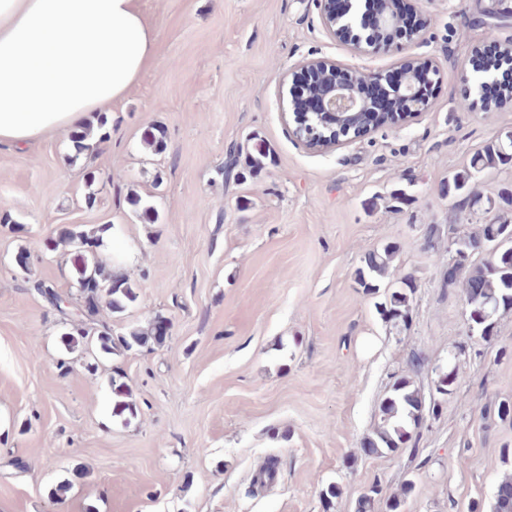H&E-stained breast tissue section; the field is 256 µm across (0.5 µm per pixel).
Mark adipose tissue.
<instances>
[{"label":"adipose tissue","mask_w":512,"mask_h":512,"mask_svg":"<svg viewBox=\"0 0 512 512\" xmlns=\"http://www.w3.org/2000/svg\"><path fill=\"white\" fill-rule=\"evenodd\" d=\"M156 47L140 0H0V146L121 100Z\"/></svg>","instance_id":"ef3b65f1"}]
</instances>
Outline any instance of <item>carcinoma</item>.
Here are the masks:
<instances>
[{"instance_id":"1","label":"carcinoma","mask_w":512,"mask_h":512,"mask_svg":"<svg viewBox=\"0 0 512 512\" xmlns=\"http://www.w3.org/2000/svg\"><path fill=\"white\" fill-rule=\"evenodd\" d=\"M103 141L109 133L106 122L99 123L97 128L90 126L75 130L70 135L72 160L91 153L94 150V137ZM512 164V134L488 143L478 152L468 167L454 172L448 179L449 187L463 192L465 205H476L479 198L473 193L471 183L477 172L500 170ZM512 236V220L496 216L495 220L486 224H477L461 240L468 243L487 241L491 238ZM398 252L397 245L388 243L381 249L367 251L356 271L357 283L367 291L379 288V282L390 273V264ZM92 279L98 289L90 297L93 309L80 310V321L95 323L101 304H106L113 313L121 312L124 303L136 298V293L126 280H114L106 271L98 255L85 254L81 268L77 272V281ZM462 283L464 296H476L477 302L471 306L469 317L474 323L480 310L489 313L500 309L512 308V240L499 248L484 253V260L477 263L471 259L461 270L459 277L450 284ZM417 288L411 276L401 278L400 285L387 295L381 313L389 319L409 320V299ZM162 320H157L150 333L144 334L137 330L120 338L122 346L128 350L135 346H143L152 340L159 343L163 339ZM426 399L406 376L396 378L390 386L389 394L379 407L381 423L364 441L363 450L368 455L381 454L384 451L394 452L409 443L413 431L420 428ZM483 416L500 423L512 424V399L503 398L484 407ZM382 495V489L375 485L361 496L355 503L354 512H373L376 499ZM490 512H512V473L503 477L497 485Z\"/></svg>"}]
</instances>
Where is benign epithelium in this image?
I'll list each match as a JSON object with an SVG mask.
<instances>
[{
	"label": "benign epithelium",
	"instance_id": "7a95c632",
	"mask_svg": "<svg viewBox=\"0 0 512 512\" xmlns=\"http://www.w3.org/2000/svg\"><path fill=\"white\" fill-rule=\"evenodd\" d=\"M397 4L398 0H381L367 29L363 0H317L321 26L331 39L341 42L349 36L354 38L351 51L356 55L383 50L400 55V59L386 73L367 74L325 58L303 60L289 67L282 79L289 93L282 102V115L291 135L307 150L330 152L380 127H405L428 109L429 100L418 95V87L435 82L436 68L412 52L423 42L427 20H422L406 40L393 38L400 23ZM474 77L478 99L473 104L490 112L512 103V97L493 102L483 96L484 83L495 81L492 73L476 72ZM362 85L380 89L387 99L402 104L403 111L374 119L372 100L361 92ZM490 246L489 242L475 246L448 240V278L456 277L465 261Z\"/></svg>",
	"mask_w": 512,
	"mask_h": 512
}]
</instances>
